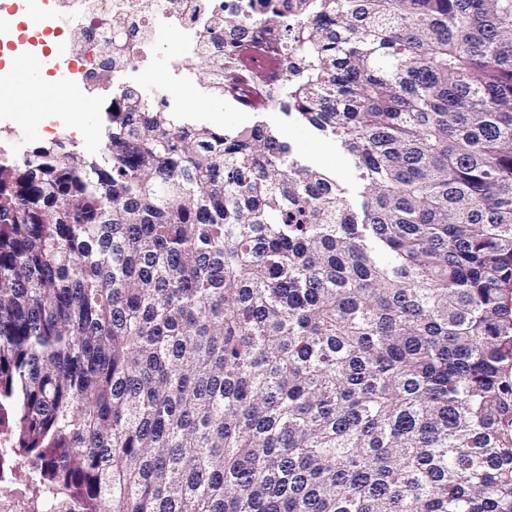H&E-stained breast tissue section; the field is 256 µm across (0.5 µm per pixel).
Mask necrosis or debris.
Returning <instances> with one entry per match:
<instances>
[{
  "mask_svg": "<svg viewBox=\"0 0 512 512\" xmlns=\"http://www.w3.org/2000/svg\"><path fill=\"white\" fill-rule=\"evenodd\" d=\"M260 0H0V25L21 13L38 15L45 35L34 46L50 70L64 72L69 90H94L134 79L149 81L164 38L176 40L179 57L168 62L172 84L191 82L193 67L224 64V100L238 111L265 112L284 73L282 28L261 24L239 40L219 42L225 16L260 13ZM80 36H73V29Z\"/></svg>",
  "mask_w": 512,
  "mask_h": 512,
  "instance_id": "necrosis-or-debris-1",
  "label": "necrosis or debris"
}]
</instances>
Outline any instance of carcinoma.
<instances>
[{"mask_svg":"<svg viewBox=\"0 0 512 512\" xmlns=\"http://www.w3.org/2000/svg\"><path fill=\"white\" fill-rule=\"evenodd\" d=\"M262 121L125 88L0 158V483L31 512H512V0H295Z\"/></svg>","mask_w":512,"mask_h":512,"instance_id":"1","label":"carcinoma"}]
</instances>
